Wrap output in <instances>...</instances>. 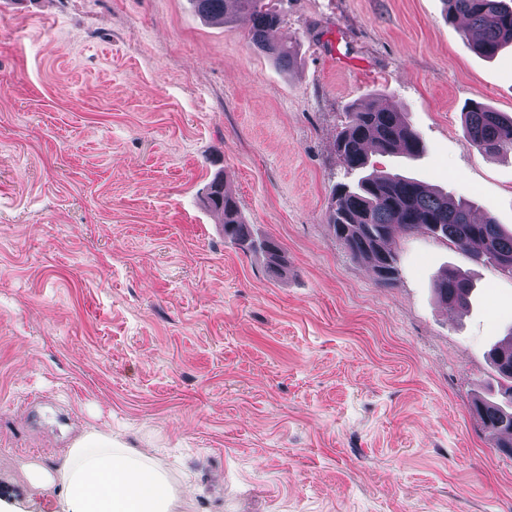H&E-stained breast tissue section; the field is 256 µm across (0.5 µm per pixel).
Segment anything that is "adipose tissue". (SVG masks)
Listing matches in <instances>:
<instances>
[{"instance_id":"adipose-tissue-1","label":"adipose tissue","mask_w":512,"mask_h":512,"mask_svg":"<svg viewBox=\"0 0 512 512\" xmlns=\"http://www.w3.org/2000/svg\"><path fill=\"white\" fill-rule=\"evenodd\" d=\"M29 485L62 488L61 512H173L179 495L162 464L97 428L78 436L59 466H31Z\"/></svg>"}]
</instances>
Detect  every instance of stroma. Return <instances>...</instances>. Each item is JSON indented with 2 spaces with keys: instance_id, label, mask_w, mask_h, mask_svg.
<instances>
[{
  "instance_id": "1",
  "label": "stroma",
  "mask_w": 512,
  "mask_h": 512,
  "mask_svg": "<svg viewBox=\"0 0 512 512\" xmlns=\"http://www.w3.org/2000/svg\"><path fill=\"white\" fill-rule=\"evenodd\" d=\"M271 33L189 0H0V499L58 512L26 468L88 427L166 461L175 512H512V457L476 422L512 277L426 231L398 278L334 236L353 104L406 113L426 152L378 169L471 199L512 230V155L463 129L512 114V48L488 60L444 0H281ZM223 177L274 269L224 239ZM470 278L441 306L443 268ZM274 0H190L195 11L207 20L224 25L231 16L248 15L251 20L248 37L259 52L273 58L282 67L291 69L296 63L293 46L273 42L272 30L283 23L281 13L272 5ZM471 141L483 152L512 153V117L480 103L463 113Z\"/></svg>"
}]
</instances>
